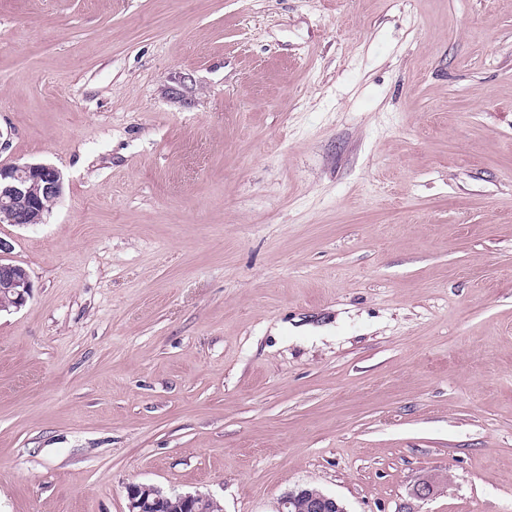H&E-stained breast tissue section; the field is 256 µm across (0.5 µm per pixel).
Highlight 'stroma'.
Wrapping results in <instances>:
<instances>
[{
	"label": "stroma",
	"instance_id": "1",
	"mask_svg": "<svg viewBox=\"0 0 512 512\" xmlns=\"http://www.w3.org/2000/svg\"><path fill=\"white\" fill-rule=\"evenodd\" d=\"M22 163L0 512H512V0H0ZM61 171L45 163L0 166V223L42 224L53 203L63 194ZM299 497H307L311 512H347L344 505L335 497L315 493L306 488L287 492L281 501L280 511L286 512L291 505H295V501Z\"/></svg>",
	"mask_w": 512,
	"mask_h": 512
}]
</instances>
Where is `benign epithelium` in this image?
Segmentation results:
<instances>
[{
  "mask_svg": "<svg viewBox=\"0 0 512 512\" xmlns=\"http://www.w3.org/2000/svg\"><path fill=\"white\" fill-rule=\"evenodd\" d=\"M64 189L61 171L45 163L0 166V223L42 224L47 214L44 202L58 200ZM12 245L0 238V290L12 295L10 305L17 310L31 297L32 282L25 270L10 259ZM299 497L308 499L311 512H347L332 496L306 488L289 491L281 501V512ZM128 512H146L151 504L144 501L137 485L127 487Z\"/></svg>",
  "mask_w": 512,
  "mask_h": 512,
  "instance_id": "obj_1",
  "label": "benign epithelium"
}]
</instances>
